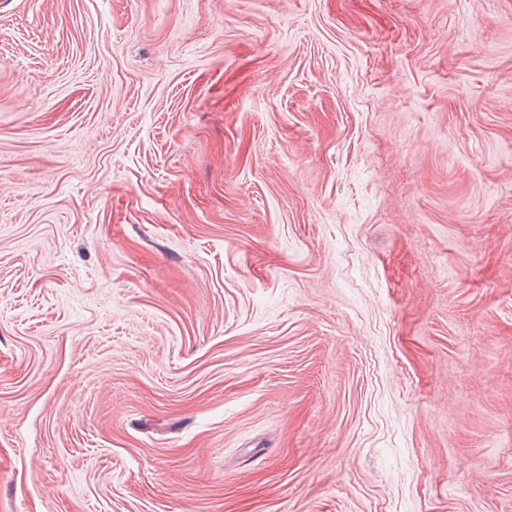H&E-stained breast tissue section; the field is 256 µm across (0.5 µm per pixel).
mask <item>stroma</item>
<instances>
[{
  "instance_id": "1",
  "label": "stroma",
  "mask_w": 512,
  "mask_h": 512,
  "mask_svg": "<svg viewBox=\"0 0 512 512\" xmlns=\"http://www.w3.org/2000/svg\"><path fill=\"white\" fill-rule=\"evenodd\" d=\"M0 512H512V0H0Z\"/></svg>"
}]
</instances>
